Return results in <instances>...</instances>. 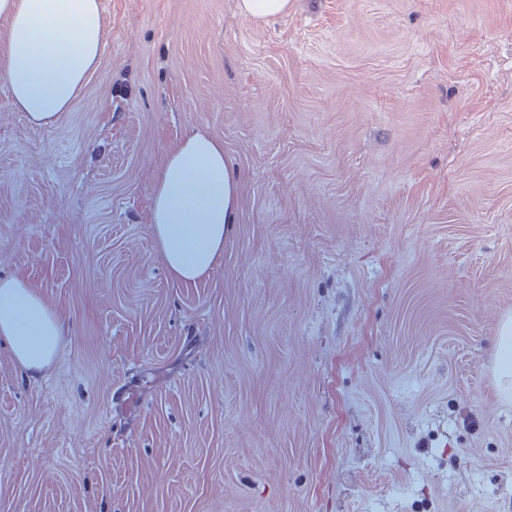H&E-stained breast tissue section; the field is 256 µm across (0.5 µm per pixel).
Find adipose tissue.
<instances>
[{
    "instance_id": "ef3b65f1",
    "label": "adipose tissue",
    "mask_w": 512,
    "mask_h": 512,
    "mask_svg": "<svg viewBox=\"0 0 512 512\" xmlns=\"http://www.w3.org/2000/svg\"><path fill=\"white\" fill-rule=\"evenodd\" d=\"M0 15L9 20L0 79L32 122L53 123L99 61V0H0ZM239 206V182L221 142L195 133L169 150L154 178L150 222L173 281L189 286L212 274ZM67 331L66 317L36 288L18 277H0V338L24 374L41 375Z\"/></svg>"
}]
</instances>
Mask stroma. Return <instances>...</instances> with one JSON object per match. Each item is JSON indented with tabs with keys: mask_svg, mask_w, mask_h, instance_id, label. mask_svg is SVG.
<instances>
[{
	"mask_svg": "<svg viewBox=\"0 0 512 512\" xmlns=\"http://www.w3.org/2000/svg\"><path fill=\"white\" fill-rule=\"evenodd\" d=\"M236 2L100 0L52 124L0 81V276L70 324L39 379L0 340V512H512V0ZM196 132L240 207L184 286L150 213ZM240 13L252 20L266 21L288 14L292 0H239ZM512 322H506L503 326V336H500L498 345V356L500 359L501 375L500 386L502 392L508 397L512 394V367L506 364L508 359V349L511 345Z\"/></svg>",
	"mask_w": 512,
	"mask_h": 512,
	"instance_id": "obj_1",
	"label": "stroma"
}]
</instances>
